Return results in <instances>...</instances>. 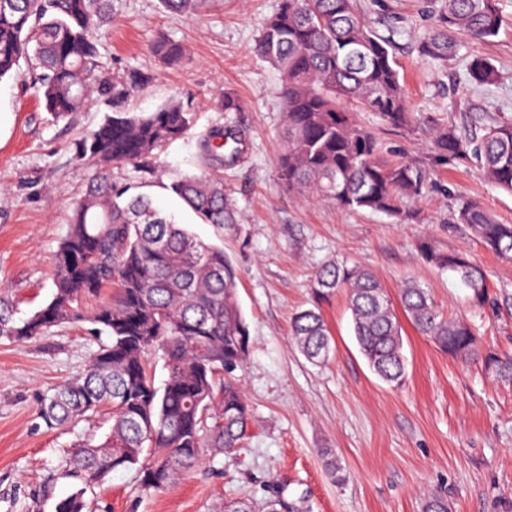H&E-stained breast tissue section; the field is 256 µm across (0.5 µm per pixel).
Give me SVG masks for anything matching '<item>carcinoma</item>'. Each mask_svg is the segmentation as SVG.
Listing matches in <instances>:
<instances>
[{"label":"carcinoma","mask_w":512,"mask_h":512,"mask_svg":"<svg viewBox=\"0 0 512 512\" xmlns=\"http://www.w3.org/2000/svg\"><path fill=\"white\" fill-rule=\"evenodd\" d=\"M161 3L170 13L191 14L199 0ZM112 19L111 0H0V81L17 77L24 63L54 120L101 109L100 123L77 143L78 157L100 170L125 163L149 172L157 151L189 132L192 113L176 99L153 112L130 111L126 103L152 81L149 72L132 69L124 77L98 78L97 32ZM500 24L497 0H442L422 54L444 64L460 49L456 33L489 42ZM151 52L169 67L185 58L184 47L168 37L153 42ZM254 52L282 74L287 145L281 180L348 210L403 215V200L420 195L423 171L384 156L374 134L343 106L349 101L375 112L391 127L410 120L392 40L371 28L358 0H280ZM470 78L490 83L495 66L478 60L470 66ZM434 145L446 157L472 155L489 182L512 191V124L492 125L468 142L442 130ZM245 147L235 127L210 129L200 150L213 173L178 176L166 189L205 224L221 230L235 223L219 171L237 162ZM125 193L104 177L90 183L57 251L52 296L28 319L15 320L12 303L0 296V340L23 341L80 319L79 301L113 289L91 316L106 341L85 372L37 399L39 418L50 428L109 409L104 440L71 449L66 475L76 488L55 512H83L87 490L112 472L133 467L142 492H167L204 453L216 457L239 447L250 425L244 390L232 377L244 362L250 335L224 246L199 240L148 197L124 200ZM457 220L490 250L512 259V224L499 223L478 203L460 208ZM418 251L426 262L458 276L475 306L488 302L486 275L467 254L438 250L425 240ZM342 288L360 353L382 381L400 386L405 380L403 316L441 352L478 360L488 375L512 383V356L481 352L472 327L443 317L428 289L407 283L396 307L371 271L344 261L319 269L313 307L292 317V340L310 362L323 363L334 350L320 304ZM151 352L163 359L168 373L161 388L152 378ZM146 448L151 452L144 460ZM322 456L331 477L343 480L332 449H322ZM300 510L277 492L259 503L231 501L216 512Z\"/></svg>","instance_id":"1"}]
</instances>
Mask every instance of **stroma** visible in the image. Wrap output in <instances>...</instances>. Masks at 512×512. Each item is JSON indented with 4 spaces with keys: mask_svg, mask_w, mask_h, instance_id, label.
<instances>
[{
    "mask_svg": "<svg viewBox=\"0 0 512 512\" xmlns=\"http://www.w3.org/2000/svg\"><path fill=\"white\" fill-rule=\"evenodd\" d=\"M438 2L360 0L376 31L394 42L411 121L394 128L372 112L354 118L376 135L384 155L425 172L421 198L398 219L313 202L280 180L281 74L252 52L278 0H202L188 15L166 12L160 0H112L115 22L99 33L100 73L152 72L130 109L152 112L177 98L194 124L159 151L156 173L116 164L108 176L129 195L149 196L203 242H223L250 332L235 375L253 418L238 448L203 457L170 491L144 494L136 472L120 470L86 493V512H214L224 501L258 500L274 487L304 498L307 512H423L432 493L445 499L448 512H512V384L488 377L480 363L442 353L409 325L406 381L384 383L358 349L342 291L322 304L335 340L325 363L308 362L290 339L293 314L311 303L316 271L344 259L370 268L393 298L405 281L417 280L444 316L474 324L482 350L512 354V260L456 222L459 207L476 202L512 224V193L487 182L473 158H443L433 145L439 128L472 140L490 125L512 123V0H498L501 26L491 42L460 37L457 57L444 66L420 52ZM161 36L185 46L180 66L164 68L149 53ZM477 58L495 65L493 83L470 80ZM227 91L242 111L218 107ZM100 119L88 109L53 122L29 80L0 83V291L13 300L16 318H28L52 295L55 255L75 202L96 174L74 144ZM225 125L244 131L248 151L223 170L238 221L218 233L165 185L202 173L199 141ZM424 239L467 253L485 272L495 306L476 311L458 278L422 259L417 244ZM98 345L86 320L25 341H0V512H55L74 491V481L61 475L67 452L103 439L109 414L49 428L37 416L36 399L81 374ZM325 448L336 453L344 481L326 471Z\"/></svg>",
    "mask_w": 512,
    "mask_h": 512,
    "instance_id": "1",
    "label": "stroma"
}]
</instances>
